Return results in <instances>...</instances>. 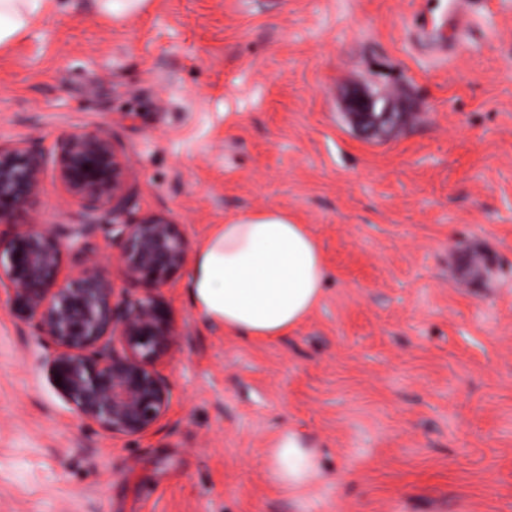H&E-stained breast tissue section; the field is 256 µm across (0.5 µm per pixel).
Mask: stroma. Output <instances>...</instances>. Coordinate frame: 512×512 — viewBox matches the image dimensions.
Instances as JSON below:
<instances>
[{"label": "stroma", "mask_w": 512, "mask_h": 512, "mask_svg": "<svg viewBox=\"0 0 512 512\" xmlns=\"http://www.w3.org/2000/svg\"><path fill=\"white\" fill-rule=\"evenodd\" d=\"M95 0L0 47V144L52 158L103 131L133 216L210 225L282 208L323 250L325 298L288 336L245 341L160 289L180 336L175 399L142 435L77 417L33 325L0 304V512H512V0ZM356 91L398 102L365 132ZM47 170L13 224H72ZM13 224H1L9 234ZM486 257L471 268L469 257ZM318 450L307 491L266 450ZM96 2L102 13L119 17L136 11L145 0H96ZM266 455L270 481L281 491L302 492L319 475L316 448L294 431L282 432Z\"/></svg>", "instance_id": "obj_1"}]
</instances>
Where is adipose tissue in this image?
Here are the masks:
<instances>
[{
	"label": "adipose tissue",
	"mask_w": 512,
	"mask_h": 512,
	"mask_svg": "<svg viewBox=\"0 0 512 512\" xmlns=\"http://www.w3.org/2000/svg\"><path fill=\"white\" fill-rule=\"evenodd\" d=\"M58 0H0V46L55 14ZM327 268L307 225L273 208L213 225L196 249L183 296L206 322L245 339L294 331L321 302ZM271 483L299 493L318 477L317 451L294 431L268 448Z\"/></svg>",
	"instance_id": "obj_1"
}]
</instances>
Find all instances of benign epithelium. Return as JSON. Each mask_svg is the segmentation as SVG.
I'll return each mask as SVG.
<instances>
[{"label": "benign epithelium", "instance_id": "benign-epithelium-1", "mask_svg": "<svg viewBox=\"0 0 512 512\" xmlns=\"http://www.w3.org/2000/svg\"><path fill=\"white\" fill-rule=\"evenodd\" d=\"M346 108L366 131L402 117L390 100L364 92L351 94ZM55 164L66 191L60 205L78 206L77 223L64 234L23 224L0 237V293L34 325L41 343L52 347L49 380L73 413L114 435H140L173 401L161 365L178 333L156 291L187 265L190 243L184 225L163 214L131 218L129 161L109 135L67 136L57 146ZM44 176L39 154L21 144L0 145L1 224L39 194ZM100 229L108 242L120 245L118 253L90 257L61 275L64 254ZM112 264L142 293L116 298Z\"/></svg>", "mask_w": 512, "mask_h": 512}]
</instances>
